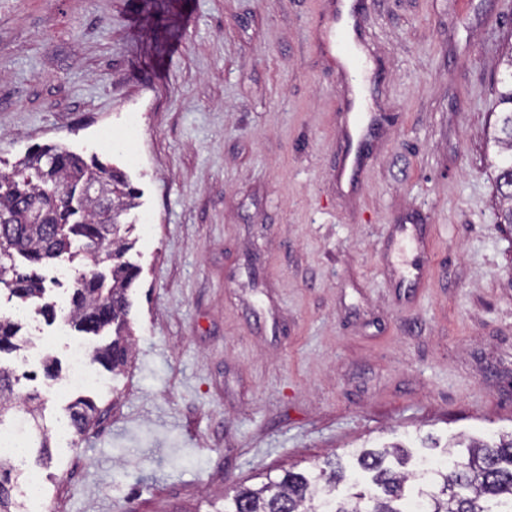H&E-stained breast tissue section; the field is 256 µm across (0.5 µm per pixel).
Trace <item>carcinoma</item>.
Masks as SVG:
<instances>
[{
	"instance_id": "1",
	"label": "carcinoma",
	"mask_w": 512,
	"mask_h": 512,
	"mask_svg": "<svg viewBox=\"0 0 512 512\" xmlns=\"http://www.w3.org/2000/svg\"><path fill=\"white\" fill-rule=\"evenodd\" d=\"M497 81L496 119L486 153L504 223L512 222V46L502 54ZM112 190L102 207L94 189ZM136 206L123 175L103 164L86 163L61 146L40 147L17 162L11 174L0 173V286L21 298L45 292L40 266L71 254L72 240L83 241V267L75 282L70 321L79 331L97 335L112 329V341L94 351L93 360L117 370L128 361L127 290L137 277L124 261L129 243L120 218ZM110 262V272L97 269ZM20 328L0 318V352L22 347ZM98 414L78 401L70 426L82 431ZM28 421L36 435L39 460H50L48 435L40 423L36 394L20 400L12 373L0 366V428ZM438 453L417 455L394 444L349 450L312 472L285 470L257 489L236 486L224 494V508L214 512H512V432L489 444L471 441L466 452L433 445ZM21 474L14 462L0 458V512H23L13 490Z\"/></svg>"
}]
</instances>
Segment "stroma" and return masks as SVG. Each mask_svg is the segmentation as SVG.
<instances>
[{
    "mask_svg": "<svg viewBox=\"0 0 512 512\" xmlns=\"http://www.w3.org/2000/svg\"><path fill=\"white\" fill-rule=\"evenodd\" d=\"M141 4L0 0V171L59 143L139 195L122 216L132 355L103 385H66L71 345L105 342L67 323L82 241L41 268L43 297L0 288L25 340L0 365L43 398L52 457L26 454L19 487L55 512H210L352 448L512 431V231L485 161L512 0H371L385 129L354 192L336 182L323 0ZM132 108L135 163L103 141ZM410 224L415 286L390 250ZM79 398L99 409L80 433Z\"/></svg>",
    "mask_w": 512,
    "mask_h": 512,
    "instance_id": "1",
    "label": "stroma"
}]
</instances>
